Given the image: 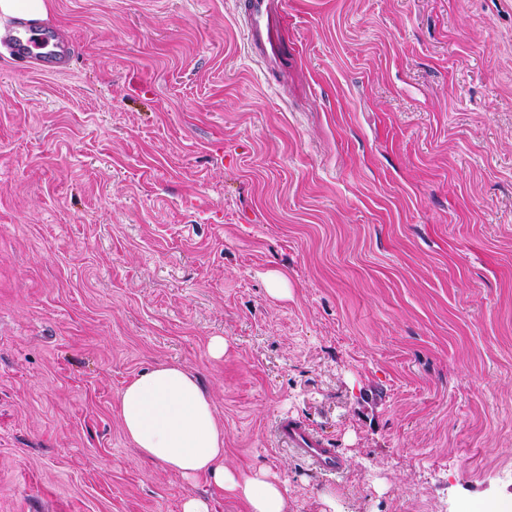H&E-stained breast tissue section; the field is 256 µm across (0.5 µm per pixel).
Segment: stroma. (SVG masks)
Masks as SVG:
<instances>
[{"mask_svg": "<svg viewBox=\"0 0 512 512\" xmlns=\"http://www.w3.org/2000/svg\"><path fill=\"white\" fill-rule=\"evenodd\" d=\"M241 2L51 0L53 76L0 40V512L206 496L123 432L160 364L289 512H512V0H288L276 72ZM279 442L310 466L324 473L340 474L344 460L331 448L327 439L318 435L300 419L282 417L275 426Z\"/></svg>", "mask_w": 512, "mask_h": 512, "instance_id": "35a3bbf8", "label": "stroma"}]
</instances>
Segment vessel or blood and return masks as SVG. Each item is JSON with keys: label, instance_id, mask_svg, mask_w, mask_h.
<instances>
[{"label": "vessel or blood", "instance_id": "b4317fda", "mask_svg": "<svg viewBox=\"0 0 512 512\" xmlns=\"http://www.w3.org/2000/svg\"><path fill=\"white\" fill-rule=\"evenodd\" d=\"M284 12L283 0H247L244 24L248 43L256 55L266 56L271 25L281 22ZM13 42L16 57L35 59L37 69L43 73H62L69 68L71 45L54 29L19 20L14 26ZM275 431L284 447L316 470L328 474L343 471L345 463L336 449L300 419L283 417L277 422Z\"/></svg>", "mask_w": 512, "mask_h": 512}]
</instances>
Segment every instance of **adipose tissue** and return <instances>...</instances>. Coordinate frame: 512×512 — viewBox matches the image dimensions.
I'll return each mask as SVG.
<instances>
[{
	"instance_id": "obj_1",
	"label": "adipose tissue",
	"mask_w": 512,
	"mask_h": 512,
	"mask_svg": "<svg viewBox=\"0 0 512 512\" xmlns=\"http://www.w3.org/2000/svg\"><path fill=\"white\" fill-rule=\"evenodd\" d=\"M126 437L140 453L184 478H207L217 493L229 492L246 512H288V488L261 470L244 474L224 461V428L194 374L163 364L128 383L119 398Z\"/></svg>"
}]
</instances>
